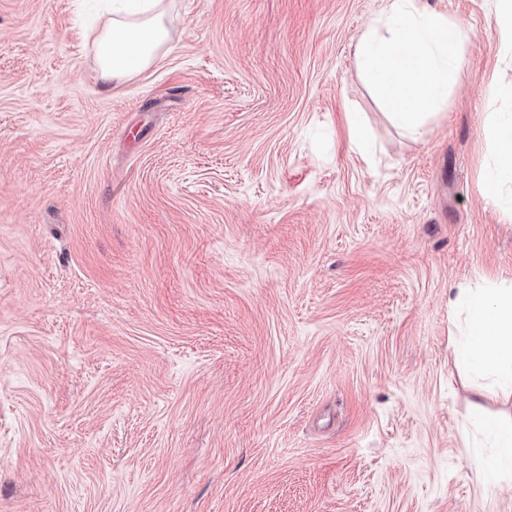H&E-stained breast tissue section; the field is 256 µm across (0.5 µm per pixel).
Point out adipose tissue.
<instances>
[{
	"label": "adipose tissue",
	"instance_id": "ef3b65f1",
	"mask_svg": "<svg viewBox=\"0 0 512 512\" xmlns=\"http://www.w3.org/2000/svg\"><path fill=\"white\" fill-rule=\"evenodd\" d=\"M169 39L162 0H113L112 16L97 40L100 81L115 86L147 70ZM496 157L485 185L493 198L502 185H512V117L497 120ZM450 305L467 310L465 339H448L453 359L486 377L512 382V286L458 293Z\"/></svg>",
	"mask_w": 512,
	"mask_h": 512
}]
</instances>
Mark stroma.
Wrapping results in <instances>:
<instances>
[{
    "label": "stroma",
    "mask_w": 512,
    "mask_h": 512,
    "mask_svg": "<svg viewBox=\"0 0 512 512\" xmlns=\"http://www.w3.org/2000/svg\"><path fill=\"white\" fill-rule=\"evenodd\" d=\"M423 2L469 38L415 139L356 63L382 0H164L110 89L89 0H0V512H512L472 419L512 395L448 351L512 281V52ZM497 165L494 174L487 180L488 197H497L502 185H512V116L497 120Z\"/></svg>",
    "instance_id": "stroma-1"
}]
</instances>
